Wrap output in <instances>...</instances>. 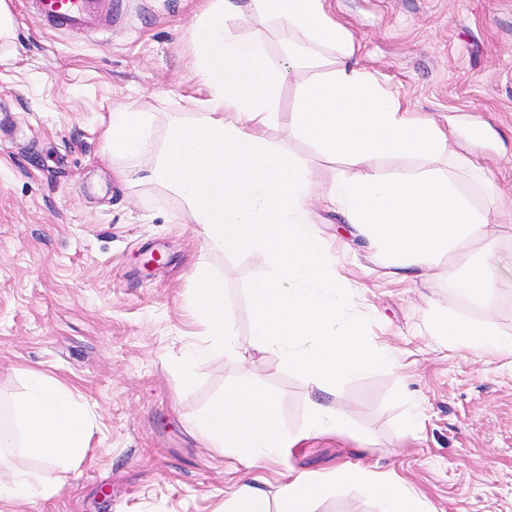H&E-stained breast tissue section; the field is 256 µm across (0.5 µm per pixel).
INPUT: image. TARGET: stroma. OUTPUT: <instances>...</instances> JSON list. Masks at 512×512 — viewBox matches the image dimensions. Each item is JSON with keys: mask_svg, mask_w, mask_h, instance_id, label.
<instances>
[{"mask_svg": "<svg viewBox=\"0 0 512 512\" xmlns=\"http://www.w3.org/2000/svg\"><path fill=\"white\" fill-rule=\"evenodd\" d=\"M109 23L54 34L13 0L18 38L0 63V427L31 370L69 383L87 406L91 449L73 467L44 470L58 494L0 512H215L226 493L261 476L274 495L288 472L362 462L407 481L434 512H512V370L453 351L428 332L430 307L458 305L446 285L394 282L361 240L339 254L374 346L399 366L337 384L327 404L348 414V434L312 436L282 460L246 469L208 448L195 419L231 386L261 383L281 403L284 430L308 423L312 385L273 350L224 355L194 315L195 276L224 283L240 344L252 330L255 283L275 271L263 249L211 252L180 202L155 184L121 182L103 151V123L119 106L151 105L163 138L199 86L188 31L199 0H103ZM351 31L358 67L411 111L447 128L452 148L501 190L498 220L512 225V0H328ZM489 130L480 143L466 124ZM270 148L315 173L311 220L345 237L324 206L338 161L266 130ZM159 266L146 268L151 255ZM209 342L192 385L183 348ZM423 425L403 445L408 398Z\"/></svg>", "mask_w": 512, "mask_h": 512, "instance_id": "stroma-1", "label": "stroma"}]
</instances>
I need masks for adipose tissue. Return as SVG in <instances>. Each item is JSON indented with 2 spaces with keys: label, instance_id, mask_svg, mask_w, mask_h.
Listing matches in <instances>:
<instances>
[{
  "label": "adipose tissue",
  "instance_id": "ef3b65f1",
  "mask_svg": "<svg viewBox=\"0 0 512 512\" xmlns=\"http://www.w3.org/2000/svg\"><path fill=\"white\" fill-rule=\"evenodd\" d=\"M244 16L282 33L278 60L262 40L239 32ZM190 38L191 67L205 92L190 99V118H171L158 140L152 109L115 108L103 130L104 148L125 181L135 175L136 160L150 158L149 180L180 200L206 248L265 250L276 276L253 289L250 346L276 350L312 384L307 433H345V416L325 395L337 382L394 368L397 359L392 349L367 341L336 257L313 228L311 170L292 153L267 146L262 129L273 117L283 116L289 135L357 169L351 179L337 175L326 205L343 215L354 237L382 254L392 276L447 280L486 313L478 321L453 305L431 311L434 336L448 348L512 362V335L489 316L502 295L512 293V260L502 258L512 253V226L496 227V185L485 181L488 201L479 208L447 173L427 167V160L453 157L447 131L356 67L353 35L325 0H202ZM300 70L307 78L297 102L282 113L280 88ZM391 157L423 165L393 174L373 168V160ZM195 294L197 319L228 357H238L222 281L199 276ZM12 415L20 424L12 447L42 465L82 459L91 446L84 405L68 384L41 372H29L28 393ZM197 424L210 447L249 468L281 460L300 440L283 431L278 398L257 384L227 388ZM339 486L359 487L379 512H427L403 479L351 464L286 476L276 488L277 512H310L313 501ZM57 493L36 471L0 462V500L29 503Z\"/></svg>",
  "mask_w": 512,
  "mask_h": 512
}]
</instances>
